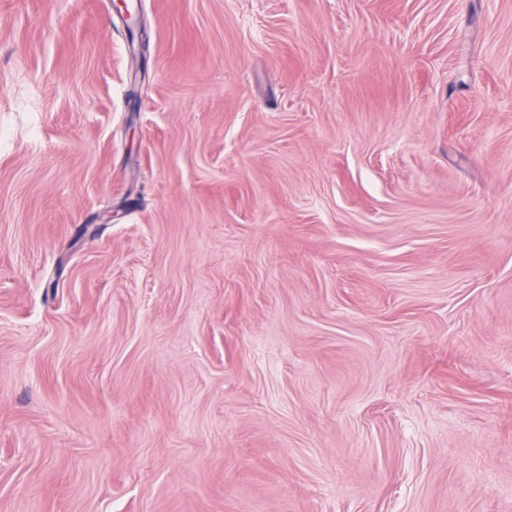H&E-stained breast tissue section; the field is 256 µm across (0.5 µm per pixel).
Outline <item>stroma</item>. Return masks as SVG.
I'll list each match as a JSON object with an SVG mask.
<instances>
[{
  "label": "stroma",
  "mask_w": 512,
  "mask_h": 512,
  "mask_svg": "<svg viewBox=\"0 0 512 512\" xmlns=\"http://www.w3.org/2000/svg\"><path fill=\"white\" fill-rule=\"evenodd\" d=\"M127 3L0 0V512H512V0Z\"/></svg>",
  "instance_id": "35a3bbf8"
}]
</instances>
